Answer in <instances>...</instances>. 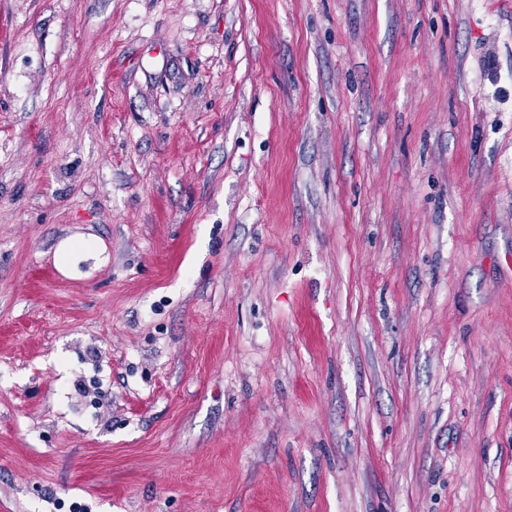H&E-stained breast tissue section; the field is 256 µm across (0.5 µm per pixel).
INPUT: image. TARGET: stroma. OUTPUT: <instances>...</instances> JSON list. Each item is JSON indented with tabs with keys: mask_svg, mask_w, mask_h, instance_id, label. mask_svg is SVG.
<instances>
[{
	"mask_svg": "<svg viewBox=\"0 0 512 512\" xmlns=\"http://www.w3.org/2000/svg\"><path fill=\"white\" fill-rule=\"evenodd\" d=\"M512 512V0H0V512Z\"/></svg>",
	"mask_w": 512,
	"mask_h": 512,
	"instance_id": "stroma-1",
	"label": "stroma"
}]
</instances>
